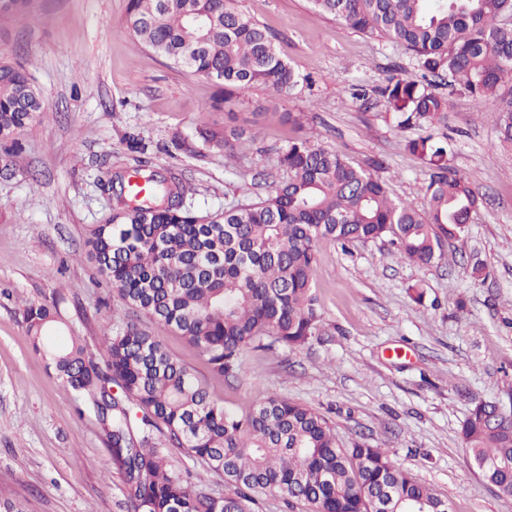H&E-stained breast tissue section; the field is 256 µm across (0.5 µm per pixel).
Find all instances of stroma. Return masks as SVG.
I'll list each match as a JSON object with an SVG mask.
<instances>
[{"label": "stroma", "instance_id": "obj_1", "mask_svg": "<svg viewBox=\"0 0 512 512\" xmlns=\"http://www.w3.org/2000/svg\"><path fill=\"white\" fill-rule=\"evenodd\" d=\"M127 4L22 0L0 15V60L28 62L45 102L18 133L26 151L13 175L0 176V500L27 512H126L94 414L78 412L33 351L23 308L58 301L98 355L122 301L85 240L112 207L95 176L102 164L125 166L129 137L142 140L155 168L179 175L188 202L204 211L265 196L287 178L278 152L296 138L366 168L382 160L389 194L426 206L427 168L405 148L416 132L399 129L371 94L397 67L413 71L402 46L318 13L311 0H238L302 81L285 101L260 85L238 91L225 112L259 119L252 145L229 160L200 136L224 124L225 112L207 109L213 83L131 36ZM282 112L298 113V124L280 121ZM447 133L451 166L481 197L466 237L430 266L383 241L320 246L313 278L324 335L295 350H243L244 379L215 393L235 409L288 397L326 415L342 442L386 449L453 512H512L460 436L476 403L512 412V143L459 94L449 98Z\"/></svg>", "mask_w": 512, "mask_h": 512}]
</instances>
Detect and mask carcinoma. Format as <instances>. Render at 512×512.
<instances>
[{
    "label": "carcinoma",
    "mask_w": 512,
    "mask_h": 512,
    "mask_svg": "<svg viewBox=\"0 0 512 512\" xmlns=\"http://www.w3.org/2000/svg\"><path fill=\"white\" fill-rule=\"evenodd\" d=\"M349 27L386 37L411 53L418 74L401 75L377 94L400 128L421 134L405 148L429 169L427 208L392 198L374 173L306 140L282 149L288 179L258 201L201 214L185 203L190 188L152 168L145 146L122 170L99 171L112 200L104 224L91 226L86 255L124 302L112 312L103 362L86 354L62 325L59 301L24 310L35 351L70 387L78 411L98 417L104 443L126 487L127 512H253L256 496L299 502L309 512H452L449 501L397 468L382 448L343 444L317 410L271 394L238 411L213 397L212 382L244 376L241 351L295 349L322 334L313 280L317 245L346 247L389 239L405 259L443 258L444 241L465 237L479 204L471 182L449 165L451 87L491 112L499 139L512 142V0H312ZM126 27L176 67L212 80L210 109L224 110L235 91L254 84L288 100L300 76L276 51L266 29L235 0H128ZM25 64L0 63V159L24 151L16 130L43 112ZM251 120L224 115V128L203 130L204 143L233 157L249 143ZM142 314L197 349L201 373L141 328ZM476 404L461 435L483 479L512 497V419ZM197 460L232 493L209 492L197 471L181 469L170 449Z\"/></svg>",
    "instance_id": "cac0c4a2"
}]
</instances>
